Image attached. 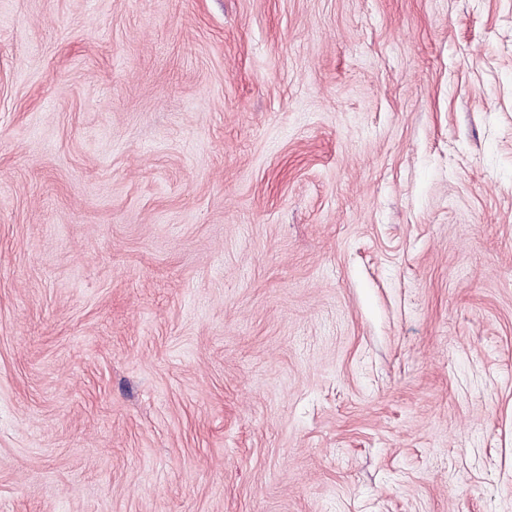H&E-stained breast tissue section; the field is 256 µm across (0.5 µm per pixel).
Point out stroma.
<instances>
[{"instance_id": "obj_1", "label": "stroma", "mask_w": 512, "mask_h": 512, "mask_svg": "<svg viewBox=\"0 0 512 512\" xmlns=\"http://www.w3.org/2000/svg\"><path fill=\"white\" fill-rule=\"evenodd\" d=\"M0 512H512V0H0Z\"/></svg>"}]
</instances>
